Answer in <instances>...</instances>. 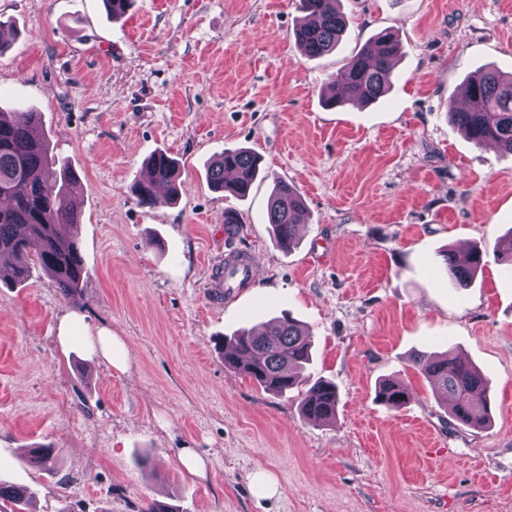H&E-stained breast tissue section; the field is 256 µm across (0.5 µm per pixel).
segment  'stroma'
Instances as JSON below:
<instances>
[{
	"instance_id": "obj_1",
	"label": "stroma",
	"mask_w": 512,
	"mask_h": 512,
	"mask_svg": "<svg viewBox=\"0 0 512 512\" xmlns=\"http://www.w3.org/2000/svg\"><path fill=\"white\" fill-rule=\"evenodd\" d=\"M342 5L336 50L307 60L299 0H135L117 20L102 0H0L15 33L0 110L40 113L77 175L86 267L69 300L38 271L0 284V479L29 487L34 512H512V280L493 251L512 233V156L447 112L470 76L512 69V0ZM384 30L402 45L388 94L327 107L330 78ZM236 147L262 157L244 198L207 178ZM158 151L184 188L144 208L130 186ZM279 180L306 209L289 252L267 218ZM476 243L483 271L449 287L446 249ZM233 253L256 267L231 299L217 283ZM285 310L312 336L305 377L336 384L333 423L224 364L220 337ZM69 313L79 329L63 345ZM103 328L126 370L93 357ZM447 350L486 376L489 427L457 424L414 368ZM385 378L409 391L400 409L375 400ZM44 444L57 471L28 454ZM259 472L272 494L257 495Z\"/></svg>"
}]
</instances>
